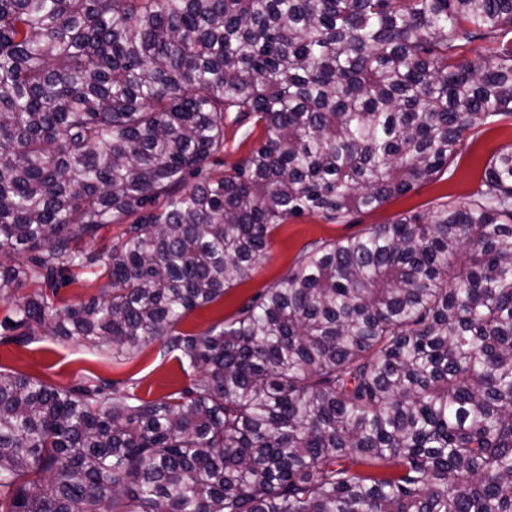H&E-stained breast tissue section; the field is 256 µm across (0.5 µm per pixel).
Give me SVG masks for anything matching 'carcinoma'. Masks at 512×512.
<instances>
[{"mask_svg":"<svg viewBox=\"0 0 512 512\" xmlns=\"http://www.w3.org/2000/svg\"><path fill=\"white\" fill-rule=\"evenodd\" d=\"M227 112L263 141L188 184ZM509 117L512 0H0L18 341L159 340L200 370L153 401L0 371V512H512V145L466 201L312 242L221 328L177 329L289 218L377 209ZM131 217L99 297L16 296Z\"/></svg>","mask_w":512,"mask_h":512,"instance_id":"1","label":"carcinoma"}]
</instances>
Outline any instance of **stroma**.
Segmentation results:
<instances>
[{
  "instance_id": "35a3bbf8",
  "label": "stroma",
  "mask_w": 512,
  "mask_h": 512,
  "mask_svg": "<svg viewBox=\"0 0 512 512\" xmlns=\"http://www.w3.org/2000/svg\"><path fill=\"white\" fill-rule=\"evenodd\" d=\"M262 136V127L256 126L253 119L229 113L224 121V149L206 162L204 176L223 174L247 156ZM511 143L512 118H505L471 135L461 156L435 179L406 195L392 198L378 209L352 214L342 223L307 213L290 218L273 232L251 277L228 290L218 301L186 316L179 324L180 331L198 334L230 320L244 304L285 276L310 242H337L360 236L376 225L393 223L409 212L463 202L479 186L490 157L500 147ZM124 230V225L115 224L101 229L94 239L79 241V248L91 256L92 263L81 270L76 283L59 288V300L69 304L99 296L108 251ZM11 311V301L0 300L2 371L34 376L63 390L105 379L112 382L117 392L133 393L145 400L185 389L199 376L198 369L181 368L173 354L167 353L157 341L144 345L128 358H116L111 350L43 331L36 332L25 342H15L5 328Z\"/></svg>"
}]
</instances>
